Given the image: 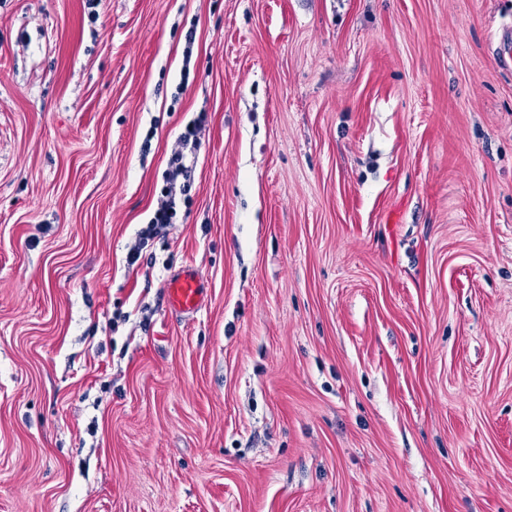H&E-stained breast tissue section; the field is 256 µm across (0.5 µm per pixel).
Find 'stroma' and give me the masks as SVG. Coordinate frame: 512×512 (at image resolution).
<instances>
[{
  "label": "stroma",
  "instance_id": "35a3bbf8",
  "mask_svg": "<svg viewBox=\"0 0 512 512\" xmlns=\"http://www.w3.org/2000/svg\"><path fill=\"white\" fill-rule=\"evenodd\" d=\"M507 26L0 0V512H512ZM201 112L189 202L127 266ZM170 309L180 314H193L205 303L203 278L193 265L184 266L173 274L165 285Z\"/></svg>",
  "mask_w": 512,
  "mask_h": 512
}]
</instances>
